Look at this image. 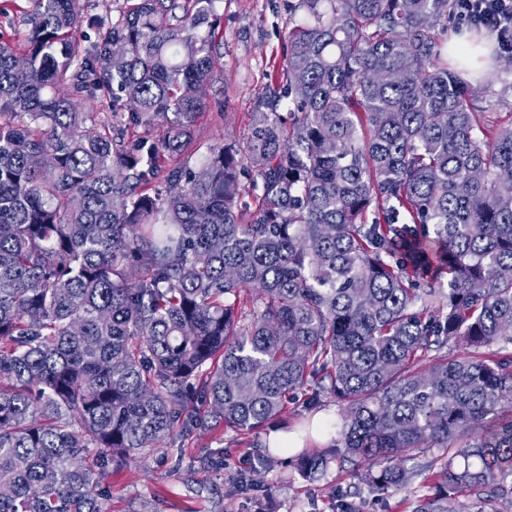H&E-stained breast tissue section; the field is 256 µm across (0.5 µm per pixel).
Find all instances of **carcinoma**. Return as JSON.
Masks as SVG:
<instances>
[{
    "instance_id": "cac0c4a2",
    "label": "carcinoma",
    "mask_w": 512,
    "mask_h": 512,
    "mask_svg": "<svg viewBox=\"0 0 512 512\" xmlns=\"http://www.w3.org/2000/svg\"><path fill=\"white\" fill-rule=\"evenodd\" d=\"M216 2L33 0L0 39V512H112V467L325 398L304 479L512 512V125L448 69L455 0H297L196 167Z\"/></svg>"
}]
</instances>
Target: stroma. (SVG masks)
<instances>
[{"mask_svg":"<svg viewBox=\"0 0 512 512\" xmlns=\"http://www.w3.org/2000/svg\"><path fill=\"white\" fill-rule=\"evenodd\" d=\"M294 0H218L224 31L217 59L218 79L207 86L204 108L192 131L199 152L227 141H243L257 100L264 94L269 75L281 55L288 33ZM462 79L478 92L477 104L492 112L498 123H512V90L492 76L491 68L462 72ZM342 408L325 400L318 412L302 405L285 413L259 438L231 430L201 432L179 441L183 466L173 471V459L153 456L146 463L131 462L113 468L107 479L112 512H139L144 501L155 502L159 512H332L337 494H344L356 512H412L424 490L418 486L388 495L355 490L338 464H330L316 481L303 480L295 468L296 449L266 450L277 434L297 437L309 420H323L329 427L313 434L321 447L333 445ZM224 451L221 469L200 467V457ZM248 474L253 489L240 486Z\"/></svg>","mask_w":512,"mask_h":512,"instance_id":"1","label":"stroma"}]
</instances>
